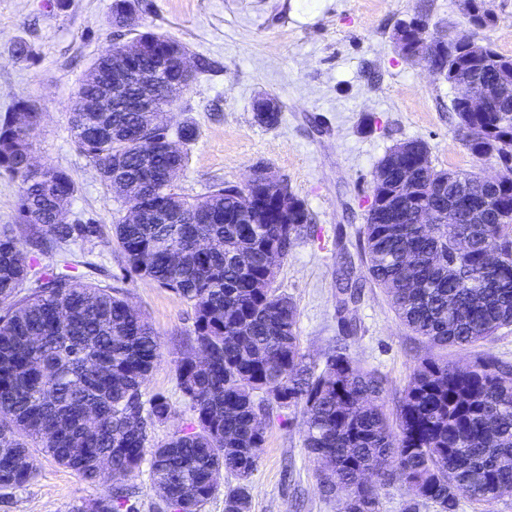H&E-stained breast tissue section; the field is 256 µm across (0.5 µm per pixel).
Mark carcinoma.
Returning <instances> with one entry per match:
<instances>
[{"mask_svg": "<svg viewBox=\"0 0 512 512\" xmlns=\"http://www.w3.org/2000/svg\"><path fill=\"white\" fill-rule=\"evenodd\" d=\"M139 0H113L112 25L148 44L137 60L158 82L172 109L190 79L176 64L182 46L139 30ZM123 44L91 63L70 113L72 143L94 164L108 190L125 201L150 198L138 219L112 225L124 270L178 295L193 312L175 386L190 419L166 438L154 431L174 415L163 393L144 389L159 357L157 335L120 288L80 280L70 246L102 233L89 219H69L77 192L68 172L29 163L41 113L26 99L0 117V171L18 183L16 220L32 226L21 240L0 229V489L28 483L38 448L87 481L103 476L112 490L76 512H138L125 484L148 465L150 487L167 512H200L224 471L238 483L224 493V512H251V478L274 412L300 415L303 447L318 465L321 490L341 512H379L381 490L405 495L403 512H459L464 499L486 504L512 489V367L492 356L460 367L433 354L465 349L512 326V99L496 88L512 80V57L471 41L448 59V74L489 84L484 112L452 110L470 154L501 166L498 182L478 171L438 169L429 152L402 156L387 182L415 173L416 202L396 223L368 209L358 231L370 281L398 320L423 339L421 356L393 412L384 409V378L354 362L346 347L323 366L301 353L297 308L272 289L276 269L308 230L309 213L288 193L287 208L265 215L245 198L260 187L218 183L196 199L168 179L188 156L167 138L194 142L179 123L164 133L147 112H100L108 78H117ZM428 208L439 223H420ZM55 261L37 269L23 244ZM338 302L357 301L353 266L336 273Z\"/></svg>", "mask_w": 512, "mask_h": 512, "instance_id": "1", "label": "carcinoma"}]
</instances>
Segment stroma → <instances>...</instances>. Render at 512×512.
<instances>
[{
	"mask_svg": "<svg viewBox=\"0 0 512 512\" xmlns=\"http://www.w3.org/2000/svg\"><path fill=\"white\" fill-rule=\"evenodd\" d=\"M143 27L185 46L192 62L215 67L196 71L173 108L176 120L195 125L188 164L174 180L178 192L205 196L214 184L245 185L255 168L273 170L305 205L313 235L296 241L273 283L297 307V328L306 360L322 364L335 344L355 362L377 371L389 395L398 394L426 343L396 318L385 295L364 285L356 303L341 307L336 271L356 251V231L366 222L372 182L381 158L408 140L426 144L436 168L498 172L495 161L478 162L463 145L451 108L455 89L421 61L402 57L398 27L419 16L433 36L472 34L512 56V0H489L490 28L471 31L460 0H141ZM112 0H0V116L16 99L35 105L36 165L65 169L78 191L71 218L94 219L103 234L75 245L79 260L103 263L120 274L123 259L112 241V224L128 209L101 182L94 165L74 148L69 112L90 62L113 43L108 22ZM27 43L29 58L15 48ZM262 96L280 106L278 124H261L254 111ZM128 301L154 328L161 358L147 390L174 398L166 437L190 417L177 400L174 374L193 311L174 293L146 279L123 285ZM357 325L343 332L344 322ZM105 482L37 454L36 474L23 488L0 490V512H74L103 495ZM252 512H340L325 497L302 441L298 417H273L251 479Z\"/></svg>",
	"mask_w": 512,
	"mask_h": 512,
	"instance_id": "35a3bbf8",
	"label": "stroma"
}]
</instances>
